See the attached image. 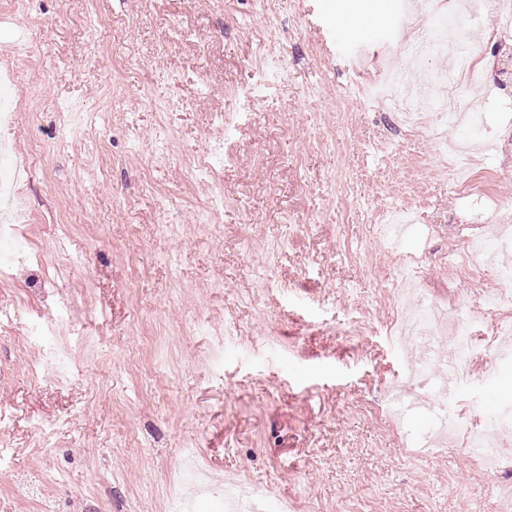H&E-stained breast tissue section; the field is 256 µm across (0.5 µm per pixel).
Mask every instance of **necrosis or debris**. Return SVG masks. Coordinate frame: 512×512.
I'll list each match as a JSON object with an SVG mask.
<instances>
[{"label":"necrosis or debris","mask_w":512,"mask_h":512,"mask_svg":"<svg viewBox=\"0 0 512 512\" xmlns=\"http://www.w3.org/2000/svg\"><path fill=\"white\" fill-rule=\"evenodd\" d=\"M472 7L488 19L486 31H473L458 38L450 21L460 11V0H413L402 22L403 35L392 56H384L377 72L360 86L369 98L378 97L392 106L395 128L407 135L438 143L450 160L452 183L459 195L476 200L489 199L490 181L503 178L502 170L476 161L473 149L487 147L490 154L512 151V126L503 125L491 131L485 127V105L473 102L470 90L477 85L498 86L512 73L500 67L488 66L476 48L483 37H490L497 51L512 56V0H473ZM437 54L446 55L447 68L431 71L427 60ZM455 88L453 95L440 91L444 84ZM417 84L430 88L426 98L408 97V90ZM458 131L456 139H446L448 127ZM45 148L33 143L23 157L0 160V190L24 197L33 169ZM30 206L20 207L13 219L0 223V242L12 249L9 262L0 271L17 276L33 261L32 244L20 241L15 233L16 222L29 219ZM512 249V236L494 233L490 225L477 223L475 232L459 236L454 264H466L473 271V286L479 303L470 312V319L456 323L449 334L447 352L437 347L438 329L446 312L430 301L408 280L399 283V302L403 315L393 323L392 335L399 346L418 345L427 353L420 366L408 372L407 380L415 395L426 397V410L432 426L421 440L424 448H470L478 470L486 475L498 473L507 461L503 448L512 440V412L505 410L487 420L478 418L463 422L448 407V397L455 390L461 368L476 355L473 327L488 315L512 302V271L504 269L494 278H486L480 262L497 251ZM185 477L198 486L205 497H216L234 512H259L265 498L262 486L242 483L230 487L202 481L194 469L184 471Z\"/></svg>","instance_id":"necrosis-or-debris-1"}]
</instances>
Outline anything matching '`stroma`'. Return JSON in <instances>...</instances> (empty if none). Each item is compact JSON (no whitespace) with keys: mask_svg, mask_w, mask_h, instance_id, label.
<instances>
[{"mask_svg":"<svg viewBox=\"0 0 512 512\" xmlns=\"http://www.w3.org/2000/svg\"><path fill=\"white\" fill-rule=\"evenodd\" d=\"M405 0H0V47L32 30L48 80L11 85L0 143L47 147L0 277V512H170L182 449L291 512H500L512 468L417 455L421 411L387 420L408 360L388 338L400 268L372 231L421 190L426 296L458 212L434 144L357 96ZM224 157L212 209L189 160ZM471 365L459 410L512 407V360ZM32 208L29 203L26 206L20 207L14 216V222L10 219H6L0 225V241L5 245L12 248V255L10 261L1 269V273L9 275L14 279H17L18 273L26 269L28 265L33 262L35 253L33 251L32 242L29 240L28 243L20 241L15 233V224L22 222V219L27 220L31 216Z\"/></svg>","mask_w":512,"mask_h":512,"instance_id":"stroma-1","label":"stroma"}]
</instances>
